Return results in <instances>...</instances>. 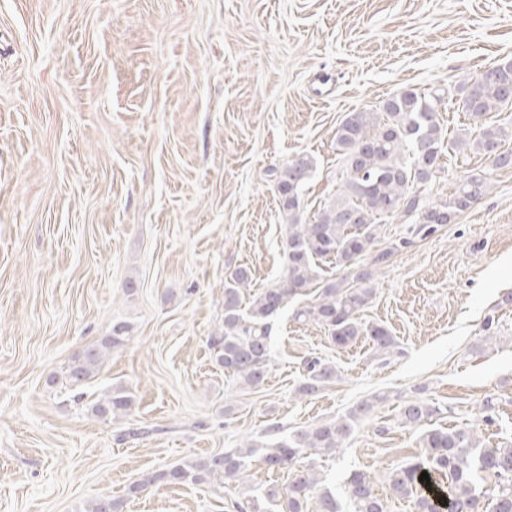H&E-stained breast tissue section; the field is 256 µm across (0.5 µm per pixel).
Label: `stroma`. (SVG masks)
I'll use <instances>...</instances> for the list:
<instances>
[{
  "mask_svg": "<svg viewBox=\"0 0 512 512\" xmlns=\"http://www.w3.org/2000/svg\"><path fill=\"white\" fill-rule=\"evenodd\" d=\"M510 60L512 0H0V512H83L102 495L123 512H238L232 485L129 488L378 394L315 461L341 512L354 470L378 476L389 512H413L382 480L419 451L406 401L437 407L436 426L511 442L512 168L470 151L451 150L416 192L436 202L481 171L486 196L392 256L362 312L398 352L336 348L289 307L265 383L245 389L208 343L229 272L248 266L255 292L282 272L274 168L314 159L312 217L341 186L346 113L405 88L444 93L447 140L511 127L512 107L479 123L457 109L462 84ZM118 320L130 340L69 386L73 358ZM313 357L336 380L303 396ZM117 386L129 414L94 416Z\"/></svg>",
  "mask_w": 512,
  "mask_h": 512,
  "instance_id": "35a3bbf8",
  "label": "stroma"
}]
</instances>
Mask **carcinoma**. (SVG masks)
Here are the masks:
<instances>
[{"instance_id":"obj_1","label":"carcinoma","mask_w":512,"mask_h":512,"mask_svg":"<svg viewBox=\"0 0 512 512\" xmlns=\"http://www.w3.org/2000/svg\"><path fill=\"white\" fill-rule=\"evenodd\" d=\"M444 94H426L404 89L376 109L349 112L336 130V149L344 162L342 186L310 219L303 218L302 195L312 176L314 160L298 154L282 164L275 178V190L285 216L283 271L279 280L243 301L242 289L252 281L250 269L241 266L224 281V330L209 337L217 349V363L241 385L255 388L265 379L271 361L270 321L288 303L309 292L314 295L301 306L295 318L324 328L336 347H347L364 336L377 356L396 351L397 342L389 330L366 323L360 312L375 295L374 276L399 250L412 241L403 238L385 249H375L382 225L396 216L414 218V233L426 238L437 226L450 224L488 192L481 172L466 176L447 199L426 204L413 191L442 169L446 147L438 112ZM512 104V63L488 69L460 87L458 109L478 122L491 112ZM512 132L500 126H486L473 147L496 167L512 165V153L501 150ZM371 257V266L363 265ZM334 264L340 275L326 276L321 264ZM131 326L112 323L110 333L84 349L68 367L71 384L81 385L94 377L106 352L125 345ZM336 378V368L317 358L305 362V377L298 388L302 395L322 390ZM386 399L376 395L360 402L348 415L323 420L294 431L286 438L249 439L243 445L211 456L186 459L169 469L151 473L133 484L135 495L155 484L243 486L248 491L236 504L240 512H340L336 495L325 484L315 464H304V456H334L343 448L357 420L375 404ZM132 392L115 387L91 406V412L105 421L128 414ZM439 409L423 400L408 401L402 407L405 425L421 429V453L386 473L391 493L408 499L415 512H512V442L494 448L481 443L472 427L423 428ZM272 470L290 471L288 485L276 484L253 494L248 487L249 468L254 457ZM430 482H421L422 472ZM496 478L490 508L482 510L477 475ZM347 496L355 512H387L388 502L375 491L374 475L352 471L347 478ZM123 501L101 497L89 502L84 512H122Z\"/></svg>"}]
</instances>
